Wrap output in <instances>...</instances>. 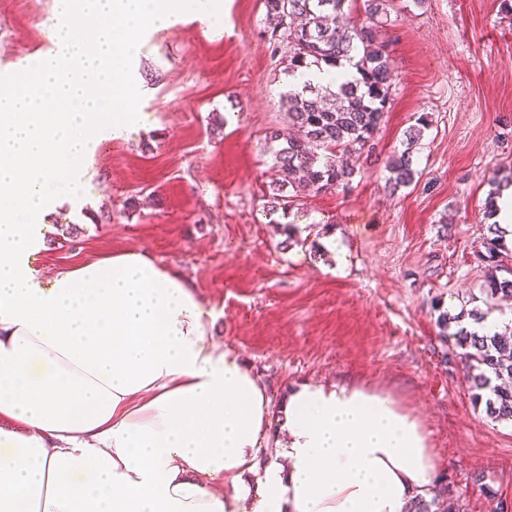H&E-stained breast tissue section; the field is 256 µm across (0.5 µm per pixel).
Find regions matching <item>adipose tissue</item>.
<instances>
[{"instance_id":"obj_1","label":"adipose tissue","mask_w":512,"mask_h":512,"mask_svg":"<svg viewBox=\"0 0 512 512\" xmlns=\"http://www.w3.org/2000/svg\"><path fill=\"white\" fill-rule=\"evenodd\" d=\"M213 13L57 0L55 51L0 86V512H408L433 481L388 392L304 384L272 415L191 282L147 251L38 273L97 145L142 119L125 68L142 33Z\"/></svg>"}]
</instances>
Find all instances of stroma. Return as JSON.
<instances>
[{
  "label": "stroma",
  "instance_id": "1",
  "mask_svg": "<svg viewBox=\"0 0 512 512\" xmlns=\"http://www.w3.org/2000/svg\"><path fill=\"white\" fill-rule=\"evenodd\" d=\"M218 4L144 35L130 63L143 125L96 147L93 181L53 217L76 232L39 255L41 274L146 250L190 280L214 340L273 402L300 383L386 390L422 424L438 486L465 512H512V423L474 402L437 323L487 308V202L512 180V0H394L379 160L353 159L350 190L298 197L291 246L263 211L267 137L291 130L288 49L268 40L264 0ZM54 9L0 0V73L47 52ZM422 117L414 180L389 192L384 161Z\"/></svg>",
  "mask_w": 512,
  "mask_h": 512
}]
</instances>
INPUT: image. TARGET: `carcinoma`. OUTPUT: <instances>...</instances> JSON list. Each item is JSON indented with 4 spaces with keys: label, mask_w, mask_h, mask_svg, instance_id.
<instances>
[{
    "label": "carcinoma",
    "mask_w": 512,
    "mask_h": 512,
    "mask_svg": "<svg viewBox=\"0 0 512 512\" xmlns=\"http://www.w3.org/2000/svg\"><path fill=\"white\" fill-rule=\"evenodd\" d=\"M354 0H264L270 39L288 42L286 67L294 79L312 68L326 65L352 71V78L337 90L309 80L291 85L284 93L291 126L298 135L273 150L272 170L264 209L273 214L288 209L292 201L283 189L303 187L315 194L351 187L354 169L340 163L338 153L370 152L388 111L393 60L381 29L389 0H362L364 18L351 17ZM421 129L406 135V148L395 152L388 163L392 191L414 179L411 149ZM488 258L494 259L506 246V232L498 224L486 228ZM489 301L512 297V279L491 273L484 288ZM460 359L469 388L476 400H485L486 412L498 421L512 422V331L477 336L465 327L448 335ZM446 498H420L412 512H459Z\"/></svg>",
    "instance_id": "obj_1"
}]
</instances>
